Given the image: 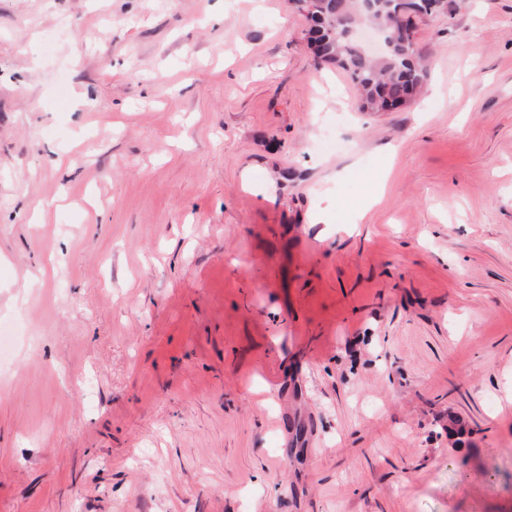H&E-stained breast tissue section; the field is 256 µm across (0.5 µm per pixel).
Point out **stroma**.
Masks as SVG:
<instances>
[{
	"mask_svg": "<svg viewBox=\"0 0 512 512\" xmlns=\"http://www.w3.org/2000/svg\"><path fill=\"white\" fill-rule=\"evenodd\" d=\"M307 27L0 0V512H512V0L389 112Z\"/></svg>",
	"mask_w": 512,
	"mask_h": 512,
	"instance_id": "35a3bbf8",
	"label": "stroma"
}]
</instances>
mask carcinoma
I'll return each instance as SVG.
<instances>
[{"mask_svg": "<svg viewBox=\"0 0 512 512\" xmlns=\"http://www.w3.org/2000/svg\"><path fill=\"white\" fill-rule=\"evenodd\" d=\"M364 0H304L298 10L307 13L322 44L323 61L333 63L355 84L362 108L387 110L389 100H413L427 76V67L416 53L409 25L392 32V47L368 55L349 28L361 23L386 24L407 12L408 0H372V10L362 9Z\"/></svg>", "mask_w": 512, "mask_h": 512, "instance_id": "cac0c4a2", "label": "carcinoma"}]
</instances>
